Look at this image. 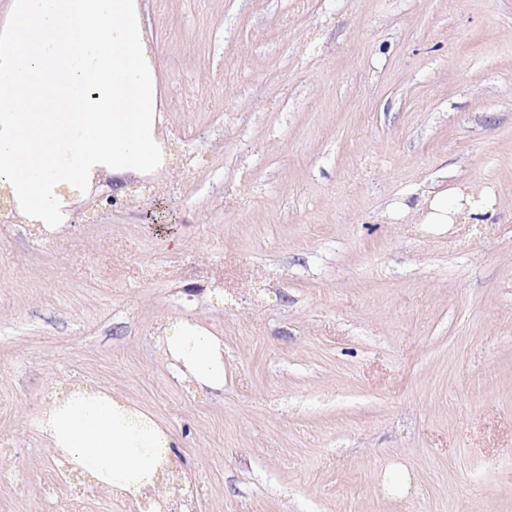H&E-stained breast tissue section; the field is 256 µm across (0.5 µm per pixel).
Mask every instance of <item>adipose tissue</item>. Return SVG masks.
Here are the masks:
<instances>
[{
  "instance_id": "1",
  "label": "adipose tissue",
  "mask_w": 512,
  "mask_h": 512,
  "mask_svg": "<svg viewBox=\"0 0 512 512\" xmlns=\"http://www.w3.org/2000/svg\"><path fill=\"white\" fill-rule=\"evenodd\" d=\"M464 194L440 192L429 200V224L454 223L493 213L485 199L462 208ZM171 366L198 389L224 387V344L200 320H170L161 341ZM36 425L58 448L66 463L98 484L132 497L153 488L163 463L169 462L174 436L156 418L111 391L89 385L76 387L54 400Z\"/></svg>"
}]
</instances>
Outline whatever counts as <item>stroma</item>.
Wrapping results in <instances>:
<instances>
[{
  "label": "stroma",
  "mask_w": 512,
  "mask_h": 512,
  "mask_svg": "<svg viewBox=\"0 0 512 512\" xmlns=\"http://www.w3.org/2000/svg\"><path fill=\"white\" fill-rule=\"evenodd\" d=\"M173 162L0 216V512H68L35 426L102 386L174 434L166 512H512V0H138ZM492 199L476 226L420 198ZM224 343L200 391L167 319ZM405 470L411 491L389 480Z\"/></svg>",
  "instance_id": "stroma-1"
}]
</instances>
